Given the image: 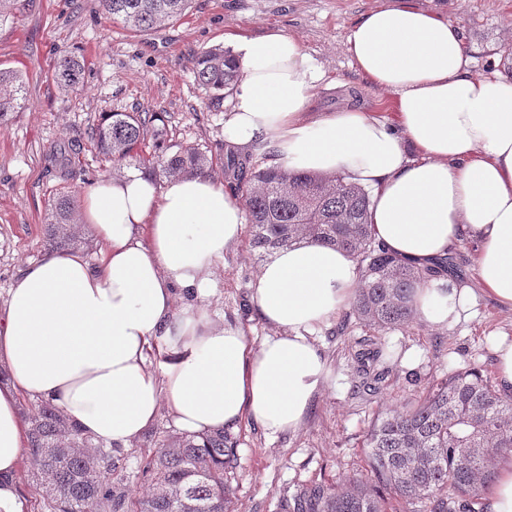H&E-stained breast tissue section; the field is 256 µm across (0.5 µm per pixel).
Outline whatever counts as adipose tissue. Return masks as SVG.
<instances>
[{
  "instance_id": "ef3b65f1",
  "label": "adipose tissue",
  "mask_w": 512,
  "mask_h": 512,
  "mask_svg": "<svg viewBox=\"0 0 512 512\" xmlns=\"http://www.w3.org/2000/svg\"><path fill=\"white\" fill-rule=\"evenodd\" d=\"M344 49L391 94V116L350 105L312 115L325 72L295 36L272 30L233 39L240 77L225 142L369 190L375 241L427 273L413 302L419 321L448 327L481 295L512 311V79L471 74L460 27L412 0L364 13ZM245 222L240 198L207 177L134 171L84 192L79 224L101 242L98 259L45 253L21 268L0 305L9 374L0 384V512H23V396L55 405L94 442L124 448L163 410L189 434L235 431L248 418L272 438L300 427L332 380L314 333L350 304L362 270L349 252L307 241L274 252L250 293L274 333L253 343L203 305ZM466 241L476 246L473 280L434 273Z\"/></svg>"
}]
</instances>
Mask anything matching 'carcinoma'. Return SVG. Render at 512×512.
<instances>
[{"instance_id":"cac0c4a2","label":"carcinoma","mask_w":512,"mask_h":512,"mask_svg":"<svg viewBox=\"0 0 512 512\" xmlns=\"http://www.w3.org/2000/svg\"><path fill=\"white\" fill-rule=\"evenodd\" d=\"M105 15L124 27L148 31L175 22L191 0H100ZM85 64L65 52L55 64L60 90L83 83ZM195 82L206 93L234 84L239 73L222 47L194 58ZM26 102L22 75L0 69V123L10 121ZM158 112H108L91 132L98 153L119 165H133L158 177L208 176L211 161L199 147L169 153L165 132L155 126ZM263 154L226 155L224 176L241 196L253 248L264 252L312 243L350 252L364 272L352 312L377 331H394L413 319L412 302L424 281L418 268L400 262L370 233L368 192L336 176L285 171ZM76 196L54 202L47 225L49 246L78 242L72 227ZM360 386L380 389L392 354L367 344L355 354ZM28 453L41 483L54 497L46 512H234L228 474L237 463L235 441L224 431L203 436L174 433L160 440L137 478L149 491L127 500L119 487L128 476L103 453L94 467L86 449L92 440L71 426L54 405L44 402L28 417ZM368 470L346 484L319 483L294 496L292 512H388L380 488L389 490L404 512H483V495L497 477L498 464L512 457V395L475 367L441 378L426 395L377 419L365 439Z\"/></svg>"}]
</instances>
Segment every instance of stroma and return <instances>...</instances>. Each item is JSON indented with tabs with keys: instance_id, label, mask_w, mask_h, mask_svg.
Returning a JSON list of instances; mask_svg holds the SVG:
<instances>
[{
	"instance_id": "stroma-1",
	"label": "stroma",
	"mask_w": 512,
	"mask_h": 512,
	"mask_svg": "<svg viewBox=\"0 0 512 512\" xmlns=\"http://www.w3.org/2000/svg\"><path fill=\"white\" fill-rule=\"evenodd\" d=\"M13 19L0 25V68L22 74L27 104L0 124V301L21 266L48 250L44 226L53 199L83 190L105 166L89 139L106 112L162 113L174 147L197 146L224 179V113L229 91L205 96L192 72L201 49L230 47V35L281 30L297 37L320 62L326 79L312 101L332 112L353 100L367 112L388 113V95L372 88L351 64L343 43L350 27L381 0H192L179 21L132 32L110 21L98 0H22ZM438 9L463 30L472 71L512 78V0H412ZM83 57L85 80L76 92L54 82L58 55ZM266 255L242 240L212 276L206 305L218 322L241 327L253 342L273 329L249 305L250 288ZM356 319L337 315L318 332L316 344L330 362L333 380L315 398L297 431L268 437L252 421L236 431L238 465L231 483L236 512H288L296 492L321 482L342 483L367 467L364 440L372 421L422 395L436 378L469 366L494 375L493 347L512 339V312L491 299L477 314L437 329L413 321L381 336L403 357L383 389L359 388L353 355L369 337Z\"/></svg>"
}]
</instances>
